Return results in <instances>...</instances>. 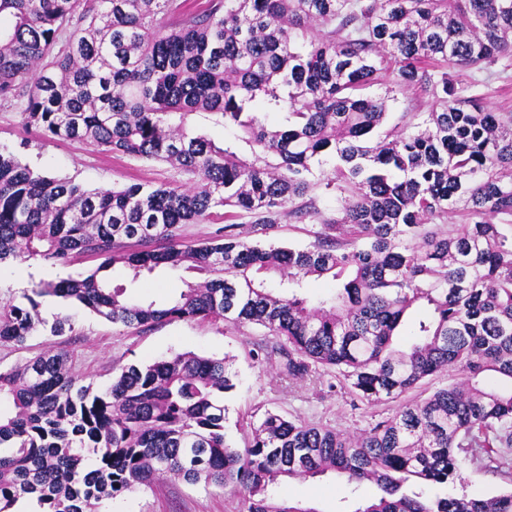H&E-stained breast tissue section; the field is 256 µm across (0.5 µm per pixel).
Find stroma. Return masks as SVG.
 <instances>
[{"label": "stroma", "mask_w": 512, "mask_h": 512, "mask_svg": "<svg viewBox=\"0 0 512 512\" xmlns=\"http://www.w3.org/2000/svg\"><path fill=\"white\" fill-rule=\"evenodd\" d=\"M452 74L458 88L479 98L483 105L496 112H512V57L501 58L487 72L456 68ZM0 150L14 153L36 173L69 178L92 189L120 188L135 182L159 185L177 177L176 171L162 162L136 160L85 143L44 137L24 125L19 109L8 106L0 107ZM94 265V260L78 257L64 266L39 262L0 267V303L20 300L24 291L41 281L79 277ZM109 275L114 283L126 285L129 298L159 306L176 298L190 277L184 269L160 267L134 281L118 265ZM60 313L69 314L74 324L73 333L63 336L62 342L72 353L76 371L97 391L109 387L120 367L131 363L151 364L186 351L228 357L235 387L224 395V430L239 446L244 445L251 424L268 411L360 431L395 409L391 402L369 405L354 398L332 370L320 368L314 376L297 381L283 379L279 357L256 361L249 356V349L263 335L256 327L238 329L221 322L177 320L136 335L83 306L55 297L42 298L41 315L46 321H53ZM371 492L367 485L352 489L331 473L292 481L278 490L279 495L305 502L318 512H343L346 503ZM240 508L238 497L228 490L178 481L105 499L97 506L98 512H239Z\"/></svg>", "instance_id": "1"}]
</instances>
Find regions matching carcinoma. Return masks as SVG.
Wrapping results in <instances>:
<instances>
[{"instance_id":"1","label":"carcinoma","mask_w":512,"mask_h":512,"mask_svg":"<svg viewBox=\"0 0 512 512\" xmlns=\"http://www.w3.org/2000/svg\"><path fill=\"white\" fill-rule=\"evenodd\" d=\"M178 13L172 23L158 15ZM512 56V0H0V106L26 126L114 154L165 161L181 179L88 189L0 151V263L99 264L0 304V345L50 325L39 298L60 297L138 333L175 320L256 325L282 339L286 379L340 371L351 393L395 401L424 379L457 380L351 434L267 412L243 448L224 432V358L178 354L129 364L99 393L72 356L49 346L0 370V512L24 497L40 512H94L103 499L163 477L224 487L241 512H318L278 498L288 480L335 473L374 494L352 512H512V490L428 496L461 462L512 448V112L458 89L448 64ZM390 75L385 94L367 89ZM431 97L381 131L398 89ZM206 112L249 146L187 127ZM264 112L284 113L268 127ZM340 196L336 214L318 207ZM224 208V239L192 244L181 228ZM285 220L320 223L300 247L247 242ZM460 222L447 224L448 217ZM160 266L203 276L169 305L112 285ZM309 277L334 294L302 295ZM413 340L401 345L416 308Z\"/></svg>"}]
</instances>
